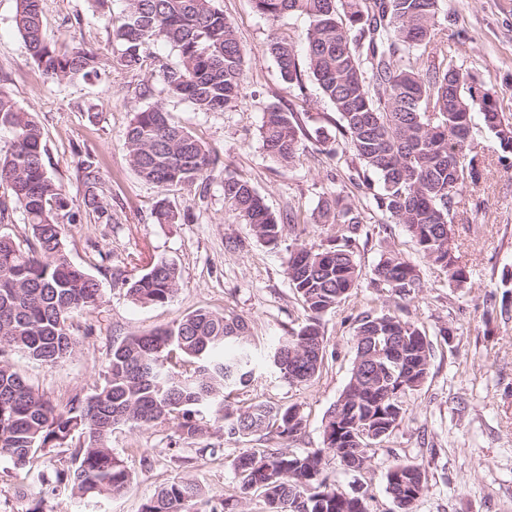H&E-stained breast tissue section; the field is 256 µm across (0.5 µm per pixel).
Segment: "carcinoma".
I'll return each instance as SVG.
<instances>
[{"mask_svg": "<svg viewBox=\"0 0 512 512\" xmlns=\"http://www.w3.org/2000/svg\"><path fill=\"white\" fill-rule=\"evenodd\" d=\"M112 36L120 46L119 64L142 65L151 45L176 48L180 62L160 71L168 95L189 102L197 112H222L240 97L245 55L231 23L214 0H124ZM445 0H253L269 21L299 12L308 18L304 36L306 68L297 46L272 35L274 56L288 92L303 90L311 77L339 119L334 133L317 141L328 154L351 149L377 183H367L387 224H401L418 251L464 281V271L448 251V234L460 189L477 185L481 173L472 154L474 115L503 147L512 144V119L498 111L494 93H474L456 56L436 46ZM15 23L26 47L50 81L97 75L96 54L83 47L59 50L45 39L41 0H17ZM11 132L0 149V184L11 191L33 241L0 235V459L28 474L35 455L78 439L66 466L53 467L55 479L35 472V507L71 488L82 499L122 495L131 472L109 445L114 429L170 424L182 440L209 429L231 437L259 435L277 444L243 448L231 467L234 493L212 496L209 512H243L241 504L260 493L265 512H370L367 499L338 491L323 475L330 455L350 472L367 468L373 446L386 440L403 419L406 398L426 381L433 346L426 334L391 311L364 313L355 330V356L349 381L327 414L323 446L304 453L284 450L301 431L304 418L295 405L281 407L233 402L254 374L249 326L233 314L199 309L169 326L114 342L104 384L75 394L63 410L35 392L4 360L11 351L51 363L70 357L79 339L71 318L94 309L99 283L72 263L65 245L66 225L79 212L62 185L47 171L46 144L38 123L0 86V129ZM305 136L295 112L270 107L260 129L266 155L286 167ZM132 167L160 186H192L208 180L216 157L200 139L173 123L161 105L134 114L125 133ZM86 186L83 209L103 214L94 162L81 166ZM224 201L254 235L276 242L283 220L275 216L252 185L224 179ZM365 209L332 194L314 223L336 226L328 244L313 250L296 245L288 280L304 310V323L282 337L272 367L290 384H305L319 373L326 355L323 316L345 300L359 277L352 242L364 224ZM375 280L404 301L422 288L416 266L396 254L381 256ZM177 268L152 261L131 281L127 293L143 305L164 304L177 291ZM209 419L202 421L199 416ZM386 492L415 512L427 489L417 464L387 467ZM201 485L176 480L144 503L141 512H194Z\"/></svg>", "mask_w": 512, "mask_h": 512, "instance_id": "cac0c4a2", "label": "carcinoma"}]
</instances>
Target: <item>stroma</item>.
<instances>
[{"label": "stroma", "mask_w": 512, "mask_h": 512, "mask_svg": "<svg viewBox=\"0 0 512 512\" xmlns=\"http://www.w3.org/2000/svg\"><path fill=\"white\" fill-rule=\"evenodd\" d=\"M453 20H441L445 48L455 52L475 90L495 94L500 111L512 114V0H447ZM233 24L245 52L238 102L221 112H197L169 97L153 76L160 66L179 62L177 50L156 44L142 67L117 62L118 47L107 26L120 17L123 0H42L47 41L59 47L83 46L98 56L100 75L50 83L30 57L14 16L16 0H0V86L32 112L46 143L45 165L74 203L85 186L80 164L92 159L99 170L104 215L85 213L67 227L70 260L98 281L102 298L87 313L75 315L79 345L63 362L45 365L23 353L8 361L40 393L66 407L78 392L102 384L114 339L171 324L199 309L231 312L244 318L253 343L268 350L273 340L301 326L304 312L287 275L296 243L326 244L323 227L312 216L324 198L343 192L349 201L367 204L365 224L353 251L360 267L357 285L323 318L327 352L319 374L308 384L291 385L257 372L240 392L244 403L268 400L298 405L304 426L286 444L302 453L321 447L326 414L350 377L354 335L362 314L384 309L388 286L374 282L372 269L384 252L414 263L421 288L403 302L400 317L425 332L433 345L427 380L406 400V413L381 443L369 468L344 471L326 458L324 474L350 494L366 496L371 512H393L385 487L389 464L421 465L428 490L417 512H512V150L477 133V187L463 188L451 226L453 250L466 273L461 285L422 258L399 224L384 223L371 194L351 182L363 171L351 150L322 152L316 136L335 112L314 83L304 98L288 94L268 44L271 35L301 41L308 19L287 13L271 22L252 0H215ZM159 103L173 122L204 141L218 159L206 184L161 187L142 180L129 163L125 132L135 112ZM296 112L305 129L293 164L282 167L262 149L259 130L269 106ZM247 180L279 217L298 215L285 225L277 243L258 240L224 202L225 178ZM166 200L178 223H157L152 212ZM166 260L179 270L174 297L162 305L133 302L125 279L139 275L149 261ZM450 328L445 341L442 328ZM253 436L238 439L210 432L180 440L171 427L157 425L116 430L114 454L132 474L122 496L83 500L65 490L54 496L52 512H140L160 486L180 478L198 481L205 494L231 495L234 475L225 456L241 448H261ZM211 447V454L198 450ZM30 479L0 460V512H28L22 494Z\"/></svg>", "instance_id": "35a3bbf8"}]
</instances>
